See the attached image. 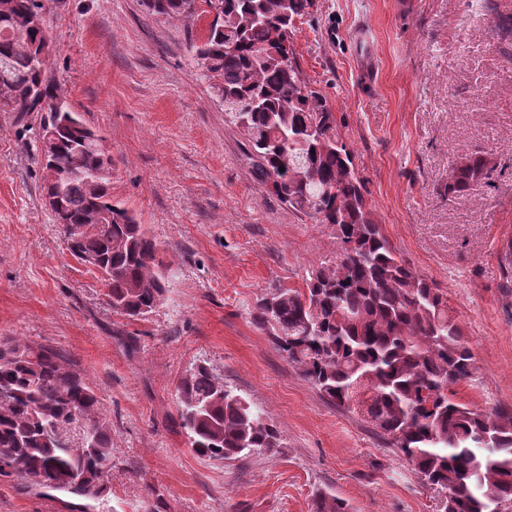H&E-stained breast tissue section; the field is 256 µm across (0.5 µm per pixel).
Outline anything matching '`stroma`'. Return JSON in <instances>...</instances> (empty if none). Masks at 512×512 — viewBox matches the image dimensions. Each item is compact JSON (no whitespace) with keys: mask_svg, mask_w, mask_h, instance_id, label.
<instances>
[{"mask_svg":"<svg viewBox=\"0 0 512 512\" xmlns=\"http://www.w3.org/2000/svg\"><path fill=\"white\" fill-rule=\"evenodd\" d=\"M48 70L104 138L112 198L156 241L165 293L132 320L69 251L41 199V113L0 112V336L75 367L112 428L105 512H440L438 493L359 412L330 404L250 312L334 264L332 227L269 192L191 50L202 24L142 0H59ZM370 42L371 64L361 59ZM293 49L355 150L375 223L440 288L475 356L459 395L512 408V35L482 0H313ZM481 152L492 182L448 193V168ZM252 403L282 448L205 461L180 425L177 385L197 365ZM0 477V512H80Z\"/></svg>","mask_w":512,"mask_h":512,"instance_id":"1","label":"stroma"}]
</instances>
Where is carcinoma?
I'll return each instance as SVG.
<instances>
[{
    "instance_id": "carcinoma-1",
    "label": "carcinoma",
    "mask_w": 512,
    "mask_h": 512,
    "mask_svg": "<svg viewBox=\"0 0 512 512\" xmlns=\"http://www.w3.org/2000/svg\"><path fill=\"white\" fill-rule=\"evenodd\" d=\"M46 0H0V112L72 117L59 138L39 145L42 195L72 255L103 273L108 304L130 319L160 303L157 245L134 213L112 201L102 153L87 124L38 58L44 39L31 21ZM198 0H143L146 12L190 22ZM210 24L194 45L205 78L231 99L229 118L250 147L262 185L317 224L335 230L338 263L313 268L302 288L257 300L252 321L327 400L361 411L388 447L441 495V512H512V411L481 410L458 397L472 380L474 355L433 283L398 257L371 217L354 152L335 113L308 88L293 52L294 21L312 0H204ZM236 41L232 51L224 42ZM471 153L448 169V193L492 179ZM181 426L192 451L224 460L273 451L277 428L204 365L181 379ZM91 432L78 445L81 430ZM112 466V436L99 401L51 349L0 339V477L97 501ZM315 512H348L326 493Z\"/></svg>"
}]
</instances>
